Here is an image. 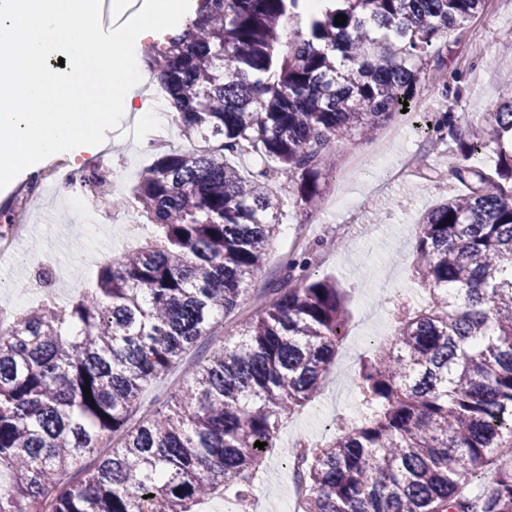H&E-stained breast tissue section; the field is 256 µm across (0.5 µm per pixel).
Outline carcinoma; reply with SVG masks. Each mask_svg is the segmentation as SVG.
<instances>
[{"instance_id":"carcinoma-1","label":"carcinoma","mask_w":512,"mask_h":512,"mask_svg":"<svg viewBox=\"0 0 512 512\" xmlns=\"http://www.w3.org/2000/svg\"><path fill=\"white\" fill-rule=\"evenodd\" d=\"M308 3L201 0L149 47L176 125L209 149L157 155L112 200L151 223L140 247L70 306L47 298L0 334V512H196L228 491L246 512L279 430L322 394L346 294L310 273L308 242L250 293L282 214L269 176L312 211L335 144L373 138L427 77L459 96L448 34L485 0H320L281 52L280 29ZM426 122L431 143L452 139L462 186L417 224L428 301L398 307L392 339L361 361L360 417L311 449L301 512H512V98L482 123L451 105ZM245 145L247 176L232 163ZM486 149L493 175L467 164ZM109 179L79 175L87 191ZM191 349L192 370L144 401ZM479 472L489 484L467 490Z\"/></svg>"}]
</instances>
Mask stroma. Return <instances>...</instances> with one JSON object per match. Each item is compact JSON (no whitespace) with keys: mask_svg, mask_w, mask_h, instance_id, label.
<instances>
[{"mask_svg":"<svg viewBox=\"0 0 512 512\" xmlns=\"http://www.w3.org/2000/svg\"><path fill=\"white\" fill-rule=\"evenodd\" d=\"M506 39L512 40V6L506 0H487L484 10L476 18L463 30L452 33L451 61L466 71L455 110L465 114L466 118H479L501 100L512 97V65H500L495 61L499 45ZM446 107V100L435 91L426 110L394 121L402 130V138L389 151L391 165L400 166L410 153L426 151L433 167L431 174L423 176L413 170L394 183L389 179L388 167L369 164L354 168V157L368 153L371 142L341 144L336 148V170L326 177L318 212L309 216L291 205L283 210L282 234L272 247L271 264H278L290 244V234L298 231L312 242L336 237L345 243L343 250L321 249L313 257L315 274L338 280L347 293L348 334L336 352V363L346 362L359 367L370 345L366 341L355 342L356 333L384 336L389 332L388 324H373L367 318L368 310L380 307L384 300L375 283L385 263L395 262L401 287L414 293L419 290L412 277L416 225L426 210L438 204L444 195L460 188L445 163L443 148L428 142L423 126L428 114L444 111ZM134 118V113H125L119 128L107 131L100 148L87 156L89 164L106 167L132 184L137 183L152 163L151 158L141 155L135 143L126 137ZM341 194L348 196L359 209V220L350 230L344 227L346 213L334 206L336 196ZM75 195L84 199L85 209L96 212L98 231L94 237H84L77 231L85 222V210L72 209L63 198L53 195L47 196L37 207L27 237L35 251L52 253L69 266L72 284L70 289L58 292L57 297L62 301L76 298L95 276L98 267L120 251L121 240L130 238L134 231L132 225L115 221L110 200L87 194L80 188L76 189ZM387 197L399 199V206L373 211V202ZM314 430L320 438L332 436L331 430H318L316 420L306 408L293 415L280 429L277 435L279 447L266 459L251 512H277V506L291 484L283 463L281 444L288 435Z\"/></svg>","mask_w":512,"mask_h":512,"instance_id":"35a3bbf8","label":"stroma"}]
</instances>
